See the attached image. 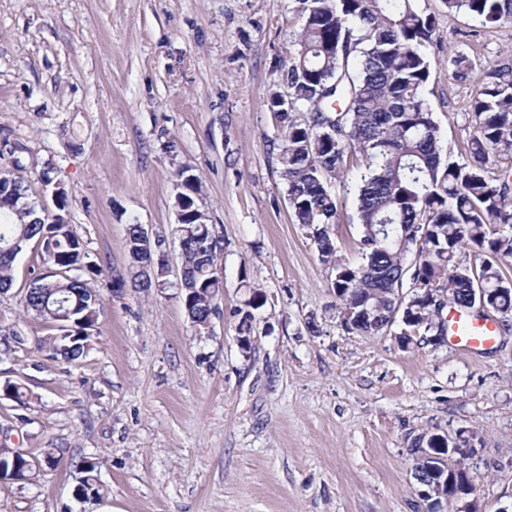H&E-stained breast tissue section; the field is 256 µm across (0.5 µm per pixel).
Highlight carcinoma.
Segmentation results:
<instances>
[{
  "label": "carcinoma",
  "mask_w": 512,
  "mask_h": 512,
  "mask_svg": "<svg viewBox=\"0 0 512 512\" xmlns=\"http://www.w3.org/2000/svg\"><path fill=\"white\" fill-rule=\"evenodd\" d=\"M301 20L296 49L283 78L289 99L307 106L296 120L268 99V109L285 123L280 138V178L296 221L313 238L321 262L335 272L331 288L340 301L346 329L363 336L387 331L390 312L401 306L406 336H444L447 324L438 303L467 301L471 288H504L499 296L503 321L512 320V282L501 264L512 258V179L497 174L499 159L512 156V60L488 66L473 97L474 134L466 158L443 152L441 130L424 90L429 81L435 20L418 0H296ZM450 12H464L484 25L512 20V0H443ZM458 80L475 71L464 54L448 58ZM188 184L175 202L183 278L179 299L199 332L215 313L214 296L223 287L218 273L223 245L200 202L201 186L190 169L175 171ZM356 181L355 214L361 226V261L350 264L339 255L333 227L339 223V201L329 184ZM60 213L48 219L31 198L30 187L0 167V292L13 282L12 267L30 243H36L53 272L34 280L23 295L27 312L61 332L55 354L80 359L97 321L99 299L71 272L87 267L83 241L61 211L66 193L55 190ZM163 240L146 243L137 225L126 228L130 276L120 288L146 292L166 285ZM474 262L455 258L463 250ZM267 302L255 287L238 332L242 348L251 347L253 311ZM443 434L421 435L414 447L439 445ZM6 468L27 477L28 459L0 450ZM97 463L80 465L78 497L96 500L103 487Z\"/></svg>",
  "instance_id": "obj_1"
}]
</instances>
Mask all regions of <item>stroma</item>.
<instances>
[{"mask_svg":"<svg viewBox=\"0 0 512 512\" xmlns=\"http://www.w3.org/2000/svg\"><path fill=\"white\" fill-rule=\"evenodd\" d=\"M435 18L426 98L443 144L464 153L474 84L449 51L474 62L512 53V22L482 26L419 0ZM294 0H0V165L52 195L96 272H83L100 313L83 357L56 356L55 330L24 311L49 275L36 245L0 294V446L37 466L0 482V512H427L409 449L438 430L474 438L470 460L485 512H512V329L467 354L403 342L400 326L362 336L342 324L334 273L289 206L266 106L299 18ZM185 166L223 239L216 313L198 333L175 283L180 267L174 177ZM50 176L43 185L41 175ZM343 213L340 256L358 262L354 190L332 183ZM164 239L165 288H113L125 273L126 227ZM259 287L250 350L239 321ZM54 449L56 463L43 462ZM104 496L78 503L85 460Z\"/></svg>","mask_w":512,"mask_h":512,"instance_id":"obj_1","label":"stroma"}]
</instances>
